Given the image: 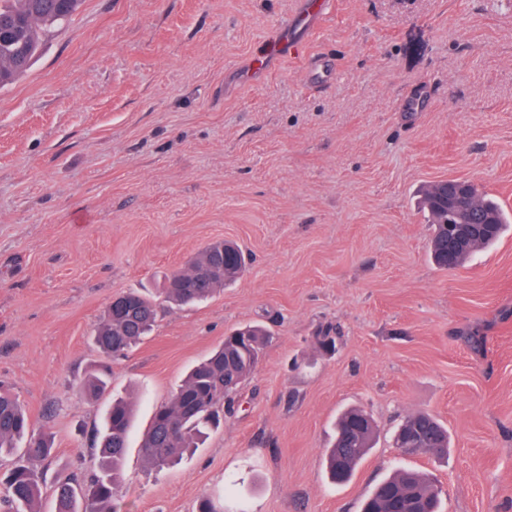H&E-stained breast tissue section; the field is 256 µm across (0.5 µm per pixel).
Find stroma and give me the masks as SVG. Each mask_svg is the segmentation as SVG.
<instances>
[{
  "label": "stroma",
  "instance_id": "stroma-1",
  "mask_svg": "<svg viewBox=\"0 0 512 512\" xmlns=\"http://www.w3.org/2000/svg\"><path fill=\"white\" fill-rule=\"evenodd\" d=\"M301 0H83L0 87V381L49 427L51 471L79 470L113 395H134L122 512H360L394 468L425 471L444 512L512 503V227L464 266L429 258L427 185L473 181L512 214V0H336L302 60L265 51ZM247 272L160 311L79 393L112 299L157 288L216 240ZM265 354L238 409L180 463L139 444L188 370L243 325ZM331 334L335 352L318 338ZM379 427L350 481L325 470L332 424ZM426 411L448 458L392 433Z\"/></svg>",
  "mask_w": 512,
  "mask_h": 512
}]
</instances>
